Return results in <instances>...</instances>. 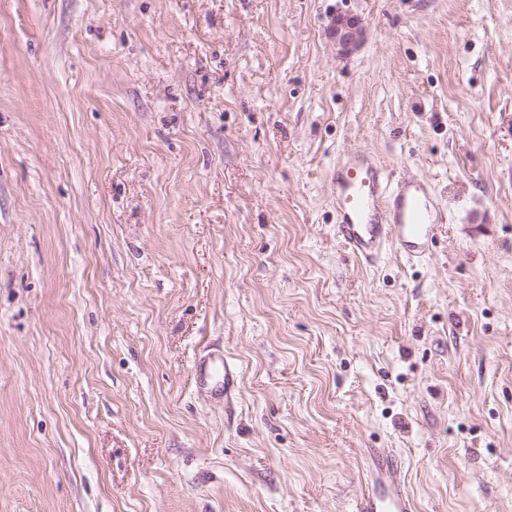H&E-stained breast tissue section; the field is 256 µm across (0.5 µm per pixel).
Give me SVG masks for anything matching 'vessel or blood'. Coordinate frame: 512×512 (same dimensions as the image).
I'll return each instance as SVG.
<instances>
[{
  "instance_id": "1",
  "label": "vessel or blood",
  "mask_w": 512,
  "mask_h": 512,
  "mask_svg": "<svg viewBox=\"0 0 512 512\" xmlns=\"http://www.w3.org/2000/svg\"><path fill=\"white\" fill-rule=\"evenodd\" d=\"M337 233L358 261L376 263L389 249L422 258L439 227V211L427 182L397 179L368 152L357 149L336 164ZM376 473L355 512H416L391 455L375 460Z\"/></svg>"
}]
</instances>
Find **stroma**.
<instances>
[{"instance_id":"stroma-1","label":"stroma","mask_w":512,"mask_h":512,"mask_svg":"<svg viewBox=\"0 0 512 512\" xmlns=\"http://www.w3.org/2000/svg\"><path fill=\"white\" fill-rule=\"evenodd\" d=\"M354 148L421 261L341 246ZM372 448L512 512V0H0V512H354ZM329 34L340 55H348L358 47L364 36L362 19L349 14L336 13L329 23ZM334 180L337 233L355 259L374 264L391 246L408 260L428 252L439 211L427 182L395 179L361 149L336 163Z\"/></svg>"}]
</instances>
